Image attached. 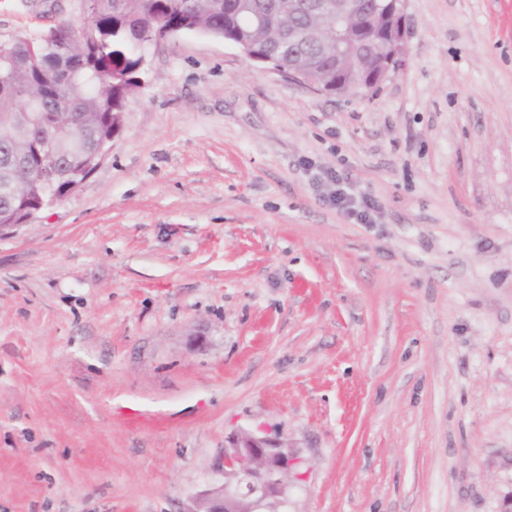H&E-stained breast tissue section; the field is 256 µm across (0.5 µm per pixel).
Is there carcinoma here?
I'll use <instances>...</instances> for the list:
<instances>
[{
  "label": "carcinoma",
  "instance_id": "carcinoma-1",
  "mask_svg": "<svg viewBox=\"0 0 512 512\" xmlns=\"http://www.w3.org/2000/svg\"><path fill=\"white\" fill-rule=\"evenodd\" d=\"M284 0H196V9L187 12L181 0H93L79 25L67 22L61 40L46 43L36 37L16 35L0 46V224L18 222L23 208L32 204V175L37 173V148L55 135L63 153L61 176L55 184L62 199L69 188L82 179L96 151L109 143L119 129L127 101L141 82L112 77L114 55L126 58L125 71L137 67L141 31L147 28L215 29L217 36L238 44L244 42L257 52H269V40L281 26ZM80 40L82 52L67 53L70 35ZM379 36L371 23L354 36L344 35L345 58L352 63L346 77L361 80L356 57L374 53ZM279 68L288 71L305 63L308 72L322 87L336 91V51L286 46L276 56ZM59 116L63 125L70 118L79 124L60 132L52 122ZM29 141L28 171L15 157L16 144Z\"/></svg>",
  "mask_w": 512,
  "mask_h": 512
}]
</instances>
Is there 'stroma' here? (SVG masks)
I'll list each match as a JSON object with an SVG mask.
<instances>
[{
  "instance_id": "35a3bbf8",
  "label": "stroma",
  "mask_w": 512,
  "mask_h": 512,
  "mask_svg": "<svg viewBox=\"0 0 512 512\" xmlns=\"http://www.w3.org/2000/svg\"><path fill=\"white\" fill-rule=\"evenodd\" d=\"M403 10L373 96L149 47L102 163L0 236V512H181L255 428L302 450L289 512L512 507V0ZM81 17L0 0V45ZM330 178L335 184V189L330 195V201L337 208L345 210L357 224L373 223V213L376 209V204L370 199L355 197L346 187V182L343 178L336 175L333 176L332 174Z\"/></svg>"
}]
</instances>
